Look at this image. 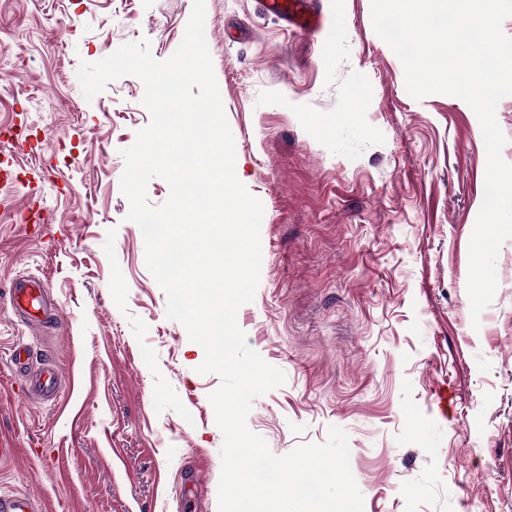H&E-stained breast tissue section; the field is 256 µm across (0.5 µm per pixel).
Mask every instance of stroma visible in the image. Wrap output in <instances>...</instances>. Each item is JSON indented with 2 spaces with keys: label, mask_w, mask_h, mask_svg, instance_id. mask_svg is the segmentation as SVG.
<instances>
[{
  "label": "stroma",
  "mask_w": 512,
  "mask_h": 512,
  "mask_svg": "<svg viewBox=\"0 0 512 512\" xmlns=\"http://www.w3.org/2000/svg\"><path fill=\"white\" fill-rule=\"evenodd\" d=\"M311 4L314 35L261 0H205L235 173L264 208L237 323L286 376L246 425L276 456L345 430L364 512H512V239L479 318L467 292L480 122L458 97L408 94L371 0ZM192 5L0 0V436L16 450L0 490L46 512H219L221 379L199 374L202 347L168 319L121 189L150 122L144 85L126 75L89 99L77 77L129 42L167 60ZM21 275L47 284L52 328L14 316ZM19 342L52 359L56 400L25 391Z\"/></svg>",
  "instance_id": "stroma-1"
}]
</instances>
